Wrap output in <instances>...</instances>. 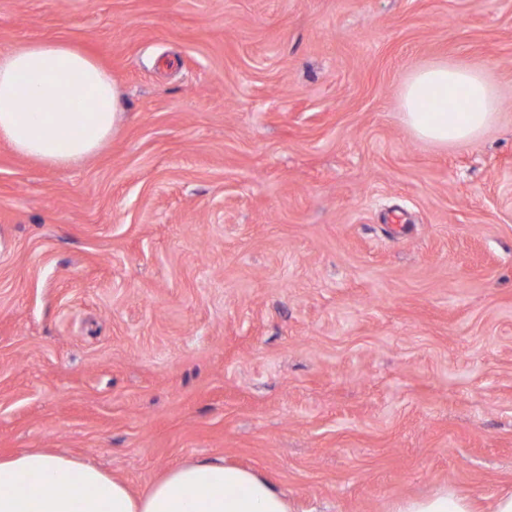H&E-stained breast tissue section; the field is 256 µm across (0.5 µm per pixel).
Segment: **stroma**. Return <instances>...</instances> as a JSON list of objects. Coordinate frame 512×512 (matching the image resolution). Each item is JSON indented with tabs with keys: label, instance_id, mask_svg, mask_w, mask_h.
Segmentation results:
<instances>
[{
	"label": "stroma",
	"instance_id": "1",
	"mask_svg": "<svg viewBox=\"0 0 512 512\" xmlns=\"http://www.w3.org/2000/svg\"><path fill=\"white\" fill-rule=\"evenodd\" d=\"M42 39L123 115L69 168L0 140V458L220 457L294 512L512 489V0H0V50ZM442 58L503 98L445 148L396 110Z\"/></svg>",
	"mask_w": 512,
	"mask_h": 512
}]
</instances>
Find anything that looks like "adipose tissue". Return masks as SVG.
Wrapping results in <instances>:
<instances>
[{"label":"adipose tissue","mask_w":512,"mask_h":512,"mask_svg":"<svg viewBox=\"0 0 512 512\" xmlns=\"http://www.w3.org/2000/svg\"><path fill=\"white\" fill-rule=\"evenodd\" d=\"M503 101L478 66L448 59L412 68L397 98L405 126L440 147L473 141L495 126ZM121 115L111 75L91 56L56 40L0 51V138L19 154L66 167L95 153ZM0 512H293L264 473L220 459L188 460L141 494L103 469L31 451L0 460ZM390 512H475L448 486L393 502Z\"/></svg>","instance_id":"adipose-tissue-1"}]
</instances>
